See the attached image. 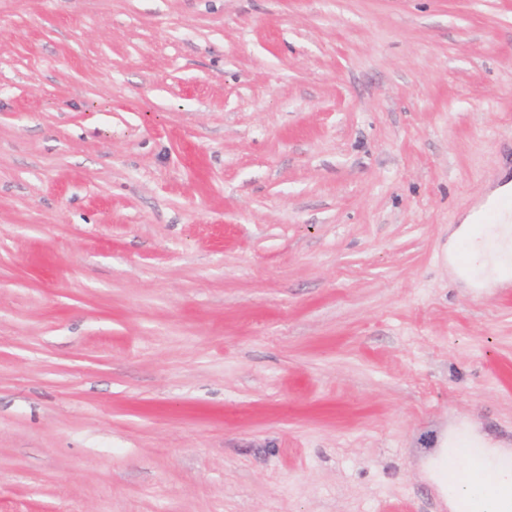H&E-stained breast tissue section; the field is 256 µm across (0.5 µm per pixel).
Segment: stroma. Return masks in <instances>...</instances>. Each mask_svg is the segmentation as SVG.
Here are the masks:
<instances>
[{
    "label": "stroma",
    "instance_id": "35a3bbf8",
    "mask_svg": "<svg viewBox=\"0 0 512 512\" xmlns=\"http://www.w3.org/2000/svg\"><path fill=\"white\" fill-rule=\"evenodd\" d=\"M508 170L512 0H0V512H448Z\"/></svg>",
    "mask_w": 512,
    "mask_h": 512
}]
</instances>
